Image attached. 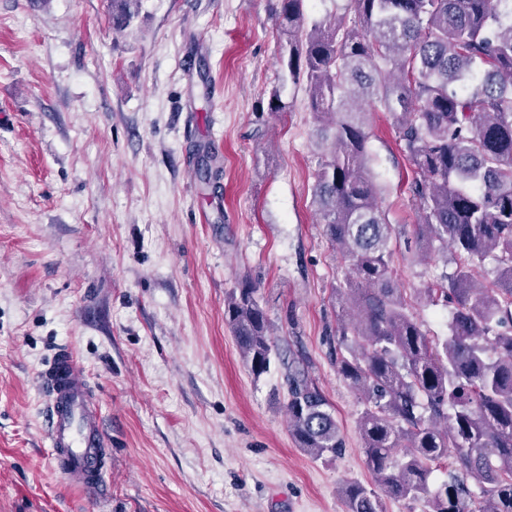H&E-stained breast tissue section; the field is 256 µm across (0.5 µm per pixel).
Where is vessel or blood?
<instances>
[{
	"mask_svg": "<svg viewBox=\"0 0 512 512\" xmlns=\"http://www.w3.org/2000/svg\"><path fill=\"white\" fill-rule=\"evenodd\" d=\"M39 379L49 416L45 439L55 469L89 499L105 500L101 410L89 401L88 380L76 350L59 349Z\"/></svg>",
	"mask_w": 512,
	"mask_h": 512,
	"instance_id": "1",
	"label": "vessel or blood"
}]
</instances>
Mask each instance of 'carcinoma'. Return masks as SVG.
<instances>
[{
    "instance_id": "carcinoma-1",
    "label": "carcinoma",
    "mask_w": 512,
    "mask_h": 512,
    "mask_svg": "<svg viewBox=\"0 0 512 512\" xmlns=\"http://www.w3.org/2000/svg\"><path fill=\"white\" fill-rule=\"evenodd\" d=\"M305 0L274 11L281 81L305 90L322 156L313 204L347 266L333 289L337 373L362 396L357 419L374 486L345 484L346 512H383V498L428 512H512V0H348L352 18L309 20ZM141 0H112L118 28ZM391 114L411 166L414 234L454 268L415 289L454 307L448 336L408 311L393 267L394 225L380 207L366 107ZM493 286L479 279L486 259ZM225 320L255 376L274 344L256 286L243 280ZM298 448L321 459L345 440L330 404L301 366L286 404ZM455 472L432 486L434 467Z\"/></svg>"
}]
</instances>
